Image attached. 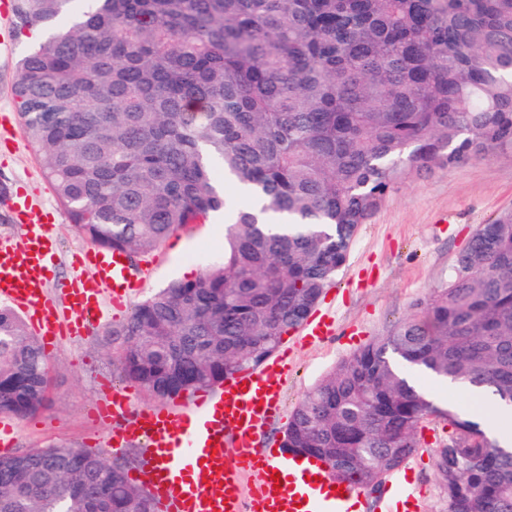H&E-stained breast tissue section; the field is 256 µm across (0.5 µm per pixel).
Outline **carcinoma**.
I'll return each instance as SVG.
<instances>
[{
    "label": "carcinoma",
    "mask_w": 512,
    "mask_h": 512,
    "mask_svg": "<svg viewBox=\"0 0 512 512\" xmlns=\"http://www.w3.org/2000/svg\"><path fill=\"white\" fill-rule=\"evenodd\" d=\"M16 110L75 231L132 257L224 211V257L112 328L123 376L161 399L256 369L345 267L414 172L512 160V0H12ZM249 198L224 196L214 169ZM512 405V209L448 280L296 404L285 451L376 487L434 416L448 512L512 503V447L405 369ZM46 357L0 307V414L44 403ZM0 512H157L101 453L0 454Z\"/></svg>",
    "instance_id": "obj_1"
}]
</instances>
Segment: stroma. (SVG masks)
Instances as JSON below:
<instances>
[{
  "mask_svg": "<svg viewBox=\"0 0 512 512\" xmlns=\"http://www.w3.org/2000/svg\"><path fill=\"white\" fill-rule=\"evenodd\" d=\"M29 46L28 40L17 36L13 15H0V195L20 187L53 211L55 278L62 281L70 277L75 254L89 241L72 228L15 109L16 64ZM507 208H512V161L496 156L435 167L390 191L379 211L361 225L346 266L315 308L333 321L334 334L310 342L298 329L284 338L282 346L291 361L285 412H292L341 360L407 317L415 302L447 279L456 255L477 226ZM223 254L221 217L179 229L150 254L153 271L142 297L171 281L197 278L205 264ZM125 318V313L107 310L85 334L61 337L57 351L47 357L45 404L35 414L16 419L12 451L70 446L102 452L108 461L136 469L140 445L117 451L104 447L106 428L89 416L106 386L124 383L110 332ZM418 437V447L403 464L410 490L419 512H448L436 478L437 452L448 432L430 418Z\"/></svg>",
  "mask_w": 512,
  "mask_h": 512,
  "instance_id": "stroma-1",
  "label": "stroma"
}]
</instances>
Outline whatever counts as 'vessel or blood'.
<instances>
[{
    "label": "vessel or blood",
    "instance_id": "b4317fda",
    "mask_svg": "<svg viewBox=\"0 0 512 512\" xmlns=\"http://www.w3.org/2000/svg\"><path fill=\"white\" fill-rule=\"evenodd\" d=\"M8 208L25 234L0 240V300L28 316L47 351L64 334H82L103 302L123 310L151 274L150 262L136 265L123 250L89 246L77 255L71 277L59 282L61 298H54L47 292L54 281L49 214L21 191ZM288 371L283 353L226 377L219 393L202 392L190 404L149 405L129 421L130 394L111 387L93 417L110 424L108 446L143 443L133 479L149 488L158 512H348L361 490L334 479L325 462L256 445L283 413ZM248 472L260 480L247 491Z\"/></svg>",
    "mask_w": 512,
    "mask_h": 512
}]
</instances>
